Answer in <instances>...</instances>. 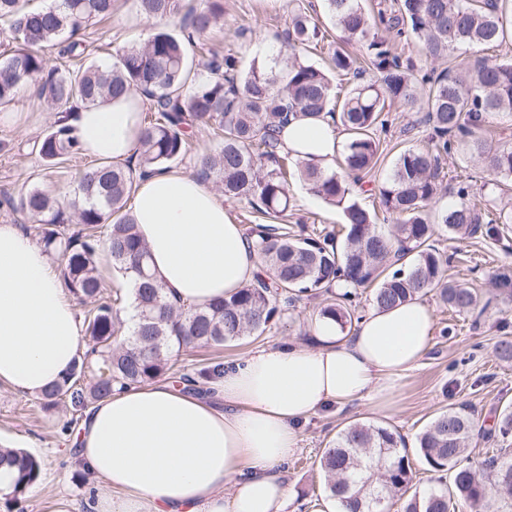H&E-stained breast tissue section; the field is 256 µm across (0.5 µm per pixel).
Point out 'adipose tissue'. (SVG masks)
<instances>
[{"label":"adipose tissue","instance_id":"adipose-tissue-1","mask_svg":"<svg viewBox=\"0 0 512 512\" xmlns=\"http://www.w3.org/2000/svg\"><path fill=\"white\" fill-rule=\"evenodd\" d=\"M63 120L95 158L122 162L138 145L141 116L127 99L82 106ZM281 141L324 167L340 148L325 120L290 119ZM131 215L175 304L206 306L259 268L241 225L194 174L145 175ZM433 333L429 308L413 299L371 308L349 332L318 319L313 344L292 340L224 364L205 396L158 380L96 401L74 436L73 460L96 480L85 512H286L283 467L299 448L302 423L330 405L388 406ZM86 350L50 253L19 226L0 224V383L40 394Z\"/></svg>","mask_w":512,"mask_h":512}]
</instances>
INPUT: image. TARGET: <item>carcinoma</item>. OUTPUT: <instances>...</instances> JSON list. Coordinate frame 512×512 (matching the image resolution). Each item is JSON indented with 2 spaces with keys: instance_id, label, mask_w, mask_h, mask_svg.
I'll use <instances>...</instances> for the list:
<instances>
[{
  "instance_id": "cac0c4a2",
  "label": "carcinoma",
  "mask_w": 512,
  "mask_h": 512,
  "mask_svg": "<svg viewBox=\"0 0 512 512\" xmlns=\"http://www.w3.org/2000/svg\"><path fill=\"white\" fill-rule=\"evenodd\" d=\"M141 14L155 19L179 12L180 0H135ZM338 30L329 67L299 57L297 49L324 39L317 22L295 12L284 46L277 54L252 59L242 69L233 53L197 46L196 37L224 16L221 0L184 20L180 38L154 33L125 47L116 61H89L67 70L49 69L39 48L64 40L62 54H83L76 40L86 26L112 16L113 0H52L26 10L20 0H0V20L18 49L0 62V107L10 105L21 87L39 83L37 94L50 112L93 105L107 98L139 95L154 118L142 119L134 159L123 164L86 166L76 188L60 198L35 186L20 196L19 207L37 225L40 243L58 254L64 286L89 305L84 318L93 346L68 376L37 396L46 410L59 406L82 412L95 401L132 384L168 376L174 349L221 347L245 336H261L283 311L302 297L331 295L319 312L341 329L357 319L352 288L374 287L372 301L392 308L433 295L449 310L480 318L474 289L448 279V257L434 245L442 230L462 240L480 229L512 224V207L498 216L482 215L465 187L459 202L433 224L427 215L440 191L439 175L453 149L477 157L496 183L512 178V142L487 144L486 119H512V59L480 57L417 74L413 59L394 49L391 37L415 36L423 53L447 59L463 45L481 49L504 42L507 16L503 0H396L367 14L360 0H324ZM361 47L354 55L349 44ZM199 48L190 62L188 49ZM351 85L336 92V79ZM422 112L429 129L424 148L403 150L389 176L373 183V199L395 223H374L376 213L354 197L353 185L379 162L382 112ZM320 119L326 115L346 131L339 173L303 161L280 140L285 115ZM210 128L220 137L216 150L191 151L190 133ZM44 166L62 173L63 165L84 155L72 129L54 122L37 144ZM193 173L212 182L227 200L247 201L261 218L254 224V247L262 270L248 285L207 307L174 306L149 269V251L126 211L138 181L153 169H167L188 155ZM304 176L310 192L341 209L345 236L312 229L298 237L275 220L288 210L289 182ZM130 277L137 322L125 330L118 317L122 295L103 296L100 254ZM344 282L348 291L337 294ZM494 296L512 300V271L492 278ZM473 418L462 408L441 412L418 435V454L436 485L407 496L403 512H492L496 502L512 508V454L500 452L476 462L469 443ZM512 437V409L499 413L494 438ZM388 427L355 423L341 430L319 459L327 497L345 512H384L388 499L413 487V464ZM16 469L9 494L19 499L41 476L42 464L18 448H0V465Z\"/></svg>"
}]
</instances>
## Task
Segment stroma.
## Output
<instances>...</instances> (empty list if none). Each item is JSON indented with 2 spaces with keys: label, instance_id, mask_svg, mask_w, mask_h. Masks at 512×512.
Masks as SVG:
<instances>
[{
  "label": "stroma",
  "instance_id": "obj_1",
  "mask_svg": "<svg viewBox=\"0 0 512 512\" xmlns=\"http://www.w3.org/2000/svg\"><path fill=\"white\" fill-rule=\"evenodd\" d=\"M223 4V22L205 34L203 41L215 51L232 52L248 60L260 55L264 41L283 42L290 17L297 10L318 19L322 28L333 27L323 0H223ZM155 27L153 20L137 11L134 0H114L111 18L89 25L83 39L91 60L107 64L116 49L143 42ZM11 109L15 119L0 122V224L26 229L31 222L16 207L19 197L35 185L59 196L68 194L79 164L70 162L69 173L59 177L44 176L43 161L33 144L47 132L54 115L43 111L30 92L18 95ZM413 118L410 112L388 113L376 179L391 172L402 150L425 146L426 128L406 136L400 133ZM443 173L446 191L435 211L456 201V183L462 179L474 187H485L488 211L512 202V181H503L498 187L488 185V176L476 160L451 156ZM289 196L287 224L328 231L340 228L341 210L314 196L302 179L292 182ZM435 244L450 259V278L480 289L484 299L490 300V307L476 320L448 311L436 297H425L435 326L432 346L419 366L400 380L392 406L383 409L364 400L322 409L303 423L301 446L287 466L286 479L292 491L287 512H332L334 503L321 487L319 457L337 433L352 423L387 426L412 448L423 427L448 408H464L476 423L488 427L496 409L512 405V363L500 361L494 353L499 340L512 339V304L493 300L490 284L495 273L512 269V224L499 225L496 236L479 233L462 242L441 234ZM322 304L319 298H302L259 339L247 337L219 350L183 349L175 354L177 365L185 373L195 374L211 364L241 360L255 350L274 348L292 338L309 340ZM66 420L62 409H43L35 396L0 386V448L24 449L43 463L40 479L22 497L24 512H84L92 484L84 480L83 470L70 462L73 434L64 430Z\"/></svg>",
  "mask_w": 512,
  "mask_h": 512
}]
</instances>
